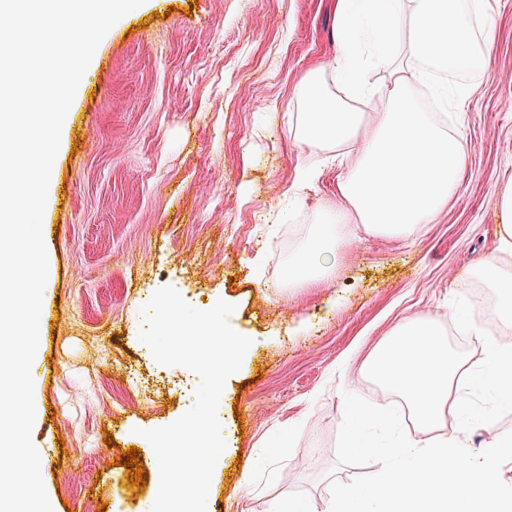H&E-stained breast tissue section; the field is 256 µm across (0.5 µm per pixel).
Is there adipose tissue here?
Here are the masks:
<instances>
[{"label":"adipose tissue","instance_id":"adipose-tissue-1","mask_svg":"<svg viewBox=\"0 0 512 512\" xmlns=\"http://www.w3.org/2000/svg\"><path fill=\"white\" fill-rule=\"evenodd\" d=\"M341 45L335 58L336 83L320 72L307 75L298 89V144L320 150L347 149L349 165L340 182L342 201L318 218L313 244L288 261V278L303 282L322 269L336 250V225L402 236L439 216L457 191L467 151L463 120L442 130L434 113L421 109L416 84L436 83L441 96L463 100L465 89L448 86V75L485 74L497 28L491 0H336ZM368 40L372 52L362 60L356 47ZM393 68L385 91L365 79L366 66ZM372 137L359 141L363 122ZM508 218L499 245L475 268L496 288L497 314L512 328V191L502 200Z\"/></svg>","mask_w":512,"mask_h":512}]
</instances>
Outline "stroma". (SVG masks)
Listing matches in <instances>:
<instances>
[{
    "label": "stroma",
    "instance_id": "1",
    "mask_svg": "<svg viewBox=\"0 0 512 512\" xmlns=\"http://www.w3.org/2000/svg\"><path fill=\"white\" fill-rule=\"evenodd\" d=\"M490 72L466 86L467 167L458 194L407 235L340 224L330 271L288 280L316 216L340 199L342 165L299 147L295 91L314 70L334 79L336 0H144L98 45L61 133L42 221L53 279L44 289L41 409L32 440L56 512H142L159 482L143 431L195 403L170 391L197 375L154 359L139 339L142 297L174 287L192 306L234 305L252 343L226 381V452L207 512H270L280 497L331 500L330 483L376 465L340 464L344 396L379 398L364 359L406 321L429 317L471 360L481 343L449 323L476 259L496 249L512 187V0H496ZM136 370L145 379L132 388ZM141 449L144 486L121 459Z\"/></svg>",
    "mask_w": 512,
    "mask_h": 512
}]
</instances>
